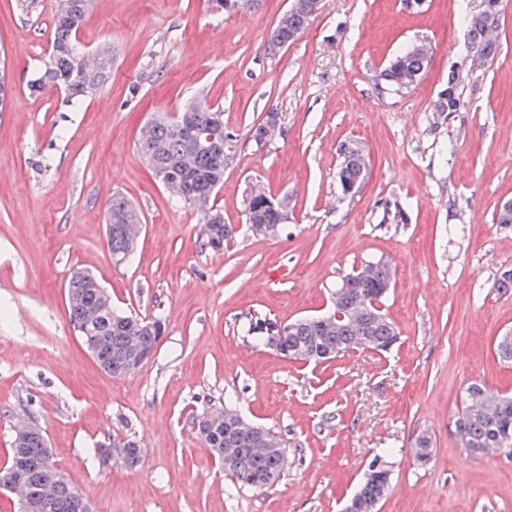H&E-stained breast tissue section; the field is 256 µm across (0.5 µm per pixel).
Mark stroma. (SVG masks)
Segmentation results:
<instances>
[{
  "label": "stroma",
  "instance_id": "obj_1",
  "mask_svg": "<svg viewBox=\"0 0 512 512\" xmlns=\"http://www.w3.org/2000/svg\"><path fill=\"white\" fill-rule=\"evenodd\" d=\"M58 0H0V464L16 417H34L51 460L93 512H343L369 463L392 465L378 512H512V452L471 456L455 420L464 388L512 392L496 353L512 332V0L497 50L477 73L462 21L482 0H322L304 32L268 53L291 0L221 12L210 0H95L79 41L111 42L112 77L79 108L28 84L50 50ZM429 63L406 88L379 73L407 45ZM461 78L458 111L434 103ZM224 110L231 137L215 203L233 225L223 251L202 244L201 214L174 200L142 163L139 127L193 98ZM280 132L257 146L267 113ZM369 159L344 197L341 149ZM144 217L134 257L116 264L102 185ZM287 198L275 238L252 236V187ZM387 261L384 313L400 340L385 353L287 360L256 344L251 315L279 324L320 314L337 282ZM93 272L119 312L162 316L152 356L130 375L97 364L73 328L65 285ZM231 403L278 433L280 478L254 489L204 447L194 417ZM135 438L142 464L102 468L97 447ZM428 437L432 456L412 450Z\"/></svg>",
  "mask_w": 512,
  "mask_h": 512
}]
</instances>
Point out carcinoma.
Wrapping results in <instances>:
<instances>
[{"label":"carcinoma","instance_id":"carcinoma-1","mask_svg":"<svg viewBox=\"0 0 512 512\" xmlns=\"http://www.w3.org/2000/svg\"><path fill=\"white\" fill-rule=\"evenodd\" d=\"M88 3L89 0H59L51 52L43 70L32 80L31 88L51 84L64 92L67 100L74 102L92 97L109 81L112 76L111 43L102 44L103 52L107 53L106 61L97 62L93 67L80 64L74 55L77 34L87 17ZM498 13L495 0H484L480 12L464 17L474 44L486 60L496 53V42L488 38V33L495 27ZM308 20L303 9H289L288 15L282 16L272 30L267 47L276 42H288L292 34L305 28ZM427 63V56L419 55L409 47L382 71L380 80L392 88H405L412 82L413 74L423 71ZM460 106V80L453 74L448 77V87L439 93L434 109L441 113L456 112ZM184 111L194 114L201 141H211V148L200 149L186 139L174 115L159 114L141 128L137 150L155 178L174 190L175 197L194 206L206 203L205 209L201 210L203 244L221 251L224 243L235 234L232 225L224 223L222 210L211 203L212 197L224 185V166L229 160L224 112L201 100L189 102ZM341 153L342 161L336 173L340 186H362L367 175L364 155L359 148L349 145L343 147ZM269 199L271 195L260 188L252 189L246 195L247 228L254 236L276 237L285 226L282 210L271 205ZM107 218L112 220V236L107 240L112 255L119 259L130 257L128 236L142 227L140 211L126 198L114 195L107 207ZM350 277L353 287L346 288L340 281L334 292L333 303L346 310L344 319L324 323L314 316L281 326L257 316L249 330L260 334L264 344L275 343L282 357L296 362L305 361V356L314 347L338 346L345 352L358 347L372 350L398 336L396 327L381 309L384 287L392 282L389 265L371 262L350 273ZM97 306L98 289L85 288L81 300L69 307L71 322L79 336L86 335L84 321ZM159 321V317H133L115 310L111 317L98 320L93 335L99 337L100 354L104 359L102 368L112 376L120 377V368L126 359L153 351L161 336L154 328ZM508 399L507 395L490 396L479 383L469 384L463 392L457 416L461 423V440L476 444L485 454L493 448H512V413L500 410L501 402ZM194 427L205 447L217 456L224 448L239 449L233 469L229 471L239 483L253 488L258 479L266 478L272 484L280 477L283 464L280 448L284 444L274 431L263 429L271 450L260 451V444L248 429L241 428L228 434L224 430V421L204 423L199 417L195 418ZM10 456L24 458L28 483L38 489L43 484L46 461L41 436L36 435L23 445H11ZM390 481L391 470L386 467L368 472L349 505L355 512H368L370 506L384 496ZM75 493L74 486L62 478L56 485L51 508L38 507L33 512H81Z\"/></svg>","mask_w":512,"mask_h":512}]
</instances>
